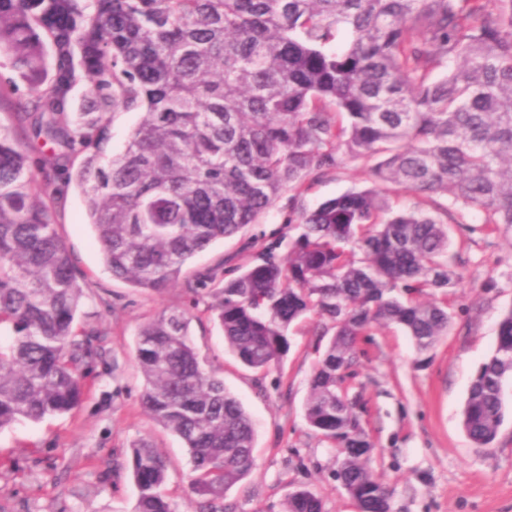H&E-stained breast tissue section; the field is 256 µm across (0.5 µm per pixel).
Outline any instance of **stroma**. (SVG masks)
<instances>
[{
	"mask_svg": "<svg viewBox=\"0 0 512 512\" xmlns=\"http://www.w3.org/2000/svg\"><path fill=\"white\" fill-rule=\"evenodd\" d=\"M366 184L360 164L350 161L313 185L304 204L311 209ZM51 214L86 284L78 323L105 333L107 355L89 369L74 411L0 430V512H133L136 491L124 463L140 439L169 461L173 512H194L187 451L178 436L146 415L140 401L138 328L164 309L190 312L200 358L219 373L254 423L256 466L227 492L229 512H257L302 487L321 498L324 512H358L334 477L335 449L304 417L319 357L312 320L292 328L281 368L261 374L225 351L208 311L210 296L185 287L215 265L229 279L240 265L260 261L268 242L288 235L280 209L195 255L181 285L160 296L112 276L78 188L56 195ZM448 236L463 281L448 291L453 319L447 336L421 355L402 330L368 329L359 341L366 357L352 390L364 400L361 423L374 444L372 470L391 491V512H512V382L506 387L509 411L490 446L476 447L462 428L471 379L494 351L500 318L512 308V231L492 232L473 222L449 225Z\"/></svg>",
	"mask_w": 512,
	"mask_h": 512,
	"instance_id": "stroma-1",
	"label": "stroma"
}]
</instances>
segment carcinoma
I'll list each match as a JSON object with an SVG mask.
<instances>
[{
	"label": "carcinoma",
	"instance_id": "1",
	"mask_svg": "<svg viewBox=\"0 0 512 512\" xmlns=\"http://www.w3.org/2000/svg\"><path fill=\"white\" fill-rule=\"evenodd\" d=\"M0 52L29 92L0 125V430L72 411L105 356L103 332L76 326L84 284L48 204L58 173L84 195L112 275L154 293L286 196L283 258L273 244L237 276L218 266L187 288L211 286L224 347L256 371L280 367L291 326L316 317L329 340L305 418L336 449L357 508L390 512L347 382L375 325L402 328L421 354L448 334L447 224L476 212L512 229V0H0ZM118 109L141 118L107 157ZM28 135L53 144L42 183ZM348 160L371 185L306 209L308 187ZM402 192L413 207L394 205ZM189 324L171 310L140 328L141 405L184 441L197 512H224L255 466V432ZM511 378L512 308L469 385L462 424L475 446L495 440ZM127 456L134 512H172L161 450L141 441ZM280 512L323 504L299 489Z\"/></svg>",
	"mask_w": 512,
	"mask_h": 512
}]
</instances>
